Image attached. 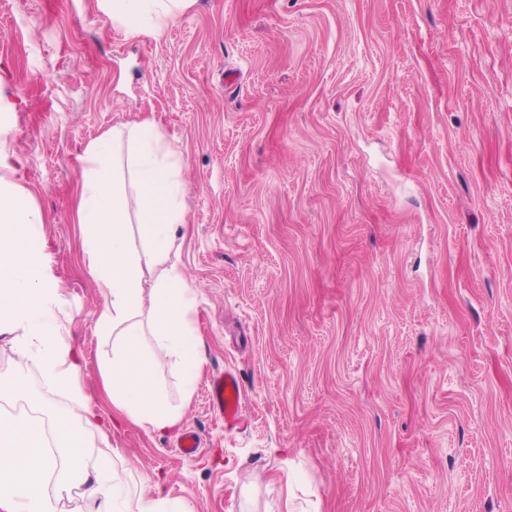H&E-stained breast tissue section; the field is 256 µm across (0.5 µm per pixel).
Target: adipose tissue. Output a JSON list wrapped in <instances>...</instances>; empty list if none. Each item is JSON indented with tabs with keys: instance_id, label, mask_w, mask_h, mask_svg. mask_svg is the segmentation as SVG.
Returning a JSON list of instances; mask_svg holds the SVG:
<instances>
[{
	"instance_id": "1",
	"label": "adipose tissue",
	"mask_w": 512,
	"mask_h": 512,
	"mask_svg": "<svg viewBox=\"0 0 512 512\" xmlns=\"http://www.w3.org/2000/svg\"><path fill=\"white\" fill-rule=\"evenodd\" d=\"M194 0H96L113 27L158 35ZM77 222L89 266L104 303L97 317L112 339L104 362V385L115 416L148 431L177 429L200 363V340L192 323L195 291L180 265L178 227L183 208L184 158L160 128L146 121L112 129L87 144ZM42 215L28 194L0 172V334H14L40 357L50 383L74 395L70 417L57 421L59 455L43 448L40 419L0 412V512H51L44 495L49 477L59 487L84 486L113 512L123 476L112 453L101 465L85 463L86 434L107 436L114 417L91 405L79 385L80 358L63 334L58 291L44 274L32 229ZM143 244H132V224ZM153 337L149 351L144 336ZM180 372L181 403L169 402L160 379L163 363ZM68 465L58 468L57 457Z\"/></svg>"
}]
</instances>
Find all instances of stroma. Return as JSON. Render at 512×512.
Instances as JSON below:
<instances>
[{
  "instance_id": "stroma-1",
  "label": "stroma",
  "mask_w": 512,
  "mask_h": 512,
  "mask_svg": "<svg viewBox=\"0 0 512 512\" xmlns=\"http://www.w3.org/2000/svg\"><path fill=\"white\" fill-rule=\"evenodd\" d=\"M43 2L0 0V157L107 414L81 155L148 120L186 160L202 444L115 428L121 512L156 485L182 512H512V0H196L157 37ZM0 378L39 419L71 407L12 335ZM207 394L210 407L224 418V424L235 425L244 420L242 382L236 369L228 367L212 376Z\"/></svg>"
}]
</instances>
